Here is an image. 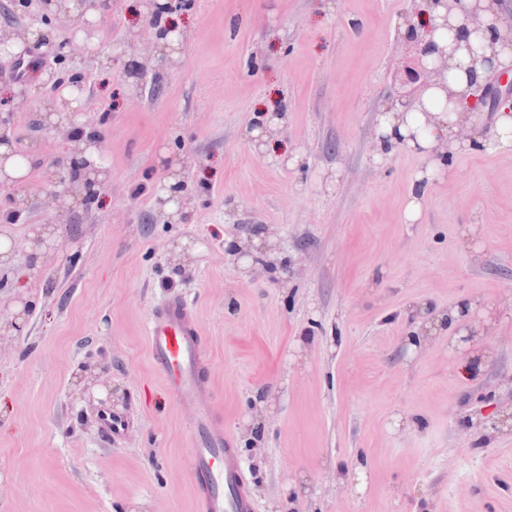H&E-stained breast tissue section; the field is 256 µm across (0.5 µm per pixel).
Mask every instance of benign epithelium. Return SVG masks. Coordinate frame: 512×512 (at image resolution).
I'll use <instances>...</instances> for the list:
<instances>
[{
  "instance_id": "obj_1",
  "label": "benign epithelium",
  "mask_w": 512,
  "mask_h": 512,
  "mask_svg": "<svg viewBox=\"0 0 512 512\" xmlns=\"http://www.w3.org/2000/svg\"><path fill=\"white\" fill-rule=\"evenodd\" d=\"M73 0H9L0 6L2 9L18 11L28 18V22L19 28L0 27V59L15 57V49L20 44L33 42L54 55H62L74 44H80L89 50L99 30L98 16L109 10L110 0H78L81 5L78 14H73ZM434 9L442 10L428 22L417 21L420 11L413 10L403 17L401 40L411 49L413 57L401 62L398 68L400 88L389 97L388 109L402 108L404 112H419L425 118V124L435 121L436 113L451 112L456 103L455 92L450 87L447 47L442 45L452 40L454 50L462 53V60L455 69L472 77L477 70L485 73L480 82L472 81L475 101L470 111L487 103L497 104L508 98L512 100V59L505 62L500 58L501 46L512 50V23L499 28L495 5L499 0H470L467 6L462 0H424ZM176 0H142L144 14L150 25H156L165 15L177 8ZM74 17L73 22L60 31L47 28L53 17ZM186 34L174 26H168L156 34V41L145 44L141 56V65L137 74L143 75L163 65L179 66L183 63L182 50L186 43ZM45 95L41 98L42 112L45 114L43 128L66 141L65 152L61 155L42 159L43 165L51 177L35 188V194L56 214V223H74L73 205L89 203L107 185L110 178L105 163L100 136L92 134L79 137L81 126L77 124L79 110L71 104L79 100L86 91L80 80L64 81L54 70L45 71L42 83ZM280 113L274 112L263 124L261 134L252 143L260 148L263 137H272L280 131L276 119ZM0 145L9 146L6 157H17V166L30 157V152L22 151L12 145V137L3 120L0 119ZM0 185H12L17 191L8 199L10 223H28L31 206L29 185L23 177H13L0 166ZM156 203L167 222L180 224L188 222L191 207L189 198L181 194L180 182H175L162 195L156 196ZM54 228L49 224L30 225L22 244H17L9 235H3L0 247V268L9 263L17 249L29 252V258L37 260L49 249ZM271 250V245L256 247L252 240L245 242L233 240L225 248V254L234 269L248 274L256 270L258 254ZM497 309L490 308L480 315L469 305L460 308V323L455 329L456 339L452 350L463 360L461 370L470 377L476 376L486 359V350L477 348V343L485 330L484 323L496 319ZM20 314L0 321V340L6 336L21 335L23 324ZM103 366L86 364L75 373V386L89 390L101 384L100 373ZM461 426L468 431L472 428L500 431L512 426V410H497L493 417L482 416L476 419L467 417Z\"/></svg>"
}]
</instances>
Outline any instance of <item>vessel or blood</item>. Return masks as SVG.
<instances>
[{
	"label": "vessel or blood",
	"instance_id": "vessel-or-blood-1",
	"mask_svg": "<svg viewBox=\"0 0 512 512\" xmlns=\"http://www.w3.org/2000/svg\"><path fill=\"white\" fill-rule=\"evenodd\" d=\"M150 355L168 389L197 402L202 414L190 471L198 512H256L257 504L241 459L223 422L210 410L211 388L203 376L205 360L197 315L178 297L164 300L150 318Z\"/></svg>",
	"mask_w": 512,
	"mask_h": 512
}]
</instances>
